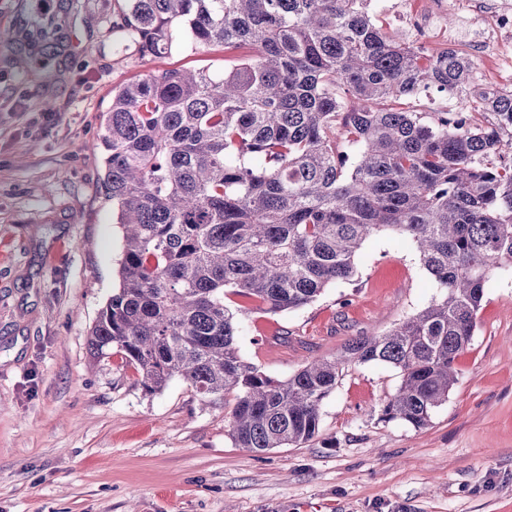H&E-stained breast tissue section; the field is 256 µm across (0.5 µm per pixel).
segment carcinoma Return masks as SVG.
<instances>
[{"mask_svg":"<svg viewBox=\"0 0 512 512\" xmlns=\"http://www.w3.org/2000/svg\"><path fill=\"white\" fill-rule=\"evenodd\" d=\"M114 30L143 56L188 44L236 64L112 89L92 149L124 245L92 357L121 353L148 392L179 377L232 399L229 435L255 452L312 440L352 364L396 368L381 419L427 426L485 285L512 264V90L479 89L460 49L384 31L368 0H127ZM429 87L465 95L467 111L415 110ZM382 231L411 242L438 300L285 380L239 356L251 311H294L351 280Z\"/></svg>","mask_w":512,"mask_h":512,"instance_id":"obj_1","label":"carcinoma"}]
</instances>
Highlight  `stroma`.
I'll use <instances>...</instances> for the list:
<instances>
[{"instance_id":"35a3bbf8","label":"stroma","mask_w":512,"mask_h":512,"mask_svg":"<svg viewBox=\"0 0 512 512\" xmlns=\"http://www.w3.org/2000/svg\"><path fill=\"white\" fill-rule=\"evenodd\" d=\"M124 0H0V512H512V266L487 282L457 381L428 426L381 421L400 377L345 368L318 435L256 453L222 400L180 379L155 393L89 333L118 285L122 231L89 149L112 90L170 69L223 71L218 50L150 60L119 45ZM49 27L35 41L33 23ZM475 77L512 49L460 41ZM52 102L53 111L43 109ZM353 280L306 307L254 313L241 357L284 379L378 335L439 296L411 243L369 240Z\"/></svg>"}]
</instances>
